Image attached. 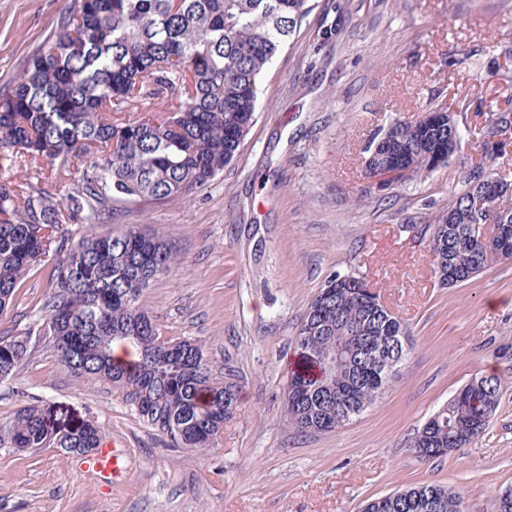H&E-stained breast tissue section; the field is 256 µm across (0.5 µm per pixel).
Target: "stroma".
Masks as SVG:
<instances>
[{"instance_id":"1","label":"stroma","mask_w":512,"mask_h":512,"mask_svg":"<svg viewBox=\"0 0 512 512\" xmlns=\"http://www.w3.org/2000/svg\"><path fill=\"white\" fill-rule=\"evenodd\" d=\"M313 9L263 81L257 120L223 173L189 199L119 205L106 224L167 234L180 252L144 293L162 335L202 343L215 377L240 386L209 448L174 447L110 383L64 368L45 336L0 381V434L23 406L54 431L97 425L126 456L102 485L59 448L0 446V512H361L368 500L421 483L448 487L465 512H495L512 489V259L460 285L435 276L426 232L468 171L451 160L420 180L384 185L365 150L396 116L447 98L470 130L475 106L512 81V0H310ZM70 0H0V88L57 30ZM476 51L481 73L453 71L449 52ZM81 172L0 159V181L63 199ZM53 256L35 264L0 312V336L41 322ZM354 275L403 322L409 353L388 386L335 431L302 435L284 392L293 342L325 281ZM501 381L483 434L429 462L418 429L472 378Z\"/></svg>"}]
</instances>
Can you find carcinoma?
Returning a JSON list of instances; mask_svg holds the SVG:
<instances>
[{
  "instance_id": "cac0c4a2",
  "label": "carcinoma",
  "mask_w": 512,
  "mask_h": 512,
  "mask_svg": "<svg viewBox=\"0 0 512 512\" xmlns=\"http://www.w3.org/2000/svg\"><path fill=\"white\" fill-rule=\"evenodd\" d=\"M309 12L308 0H72L58 31L26 60L0 91V156L42 158L62 167L82 164L68 196L53 201L32 183L0 182V311L37 262L54 252L52 293L37 327L0 338V380L27 359L28 339L52 338L60 363L72 373L99 378L122 391L140 417L183 448L212 445L233 414L234 375L214 381L204 346L162 336L144 303V290L171 272L178 250L168 237L136 226L101 230L102 212L126 200L162 203L187 199L224 171L254 125L260 81ZM157 114L132 116L146 100ZM394 117L366 153L412 168V181L448 165V122L428 114ZM482 154L493 159L491 140L512 128L501 121L496 100H482ZM483 164L470 167L463 188L428 225L435 272L469 267L470 280L494 260L512 258V236L472 253L475 224H512V184L497 178L500 192L476 203L477 185L490 178ZM85 213L86 231L71 242L68 225ZM364 284L330 278L311 300L294 342L288 381L303 388L287 399L289 423L300 434L332 431L360 414L356 407L388 383L374 358L385 352L394 366L406 358L398 317L366 305ZM344 342L348 366L330 373L322 357ZM132 347L133 360L118 361L115 344ZM495 376L468 383L425 423L411 448L421 459L444 456L479 438L499 404ZM327 429H322V425ZM100 430L84 424L60 436L40 410L22 407L0 446L53 445L85 455L101 444ZM364 512H463L460 497L442 485L422 484L370 500Z\"/></svg>"
}]
</instances>
